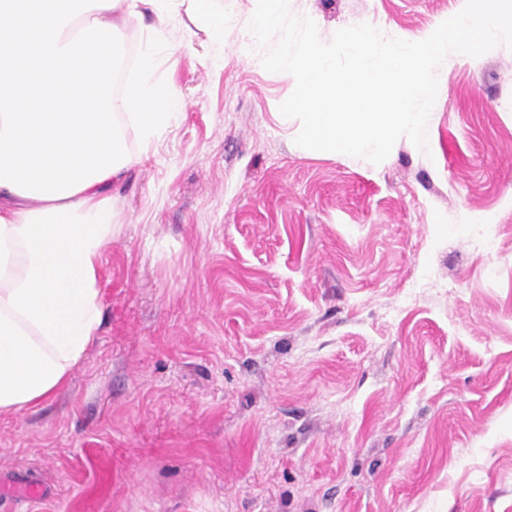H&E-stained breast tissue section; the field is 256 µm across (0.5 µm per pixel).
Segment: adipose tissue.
<instances>
[{"mask_svg": "<svg viewBox=\"0 0 512 512\" xmlns=\"http://www.w3.org/2000/svg\"><path fill=\"white\" fill-rule=\"evenodd\" d=\"M158 20L136 80L115 97L125 30ZM224 37L216 0H0V412L65 386L102 315L111 189L183 108L155 77L154 47L179 14Z\"/></svg>", "mask_w": 512, "mask_h": 512, "instance_id": "1", "label": "adipose tissue"}]
</instances>
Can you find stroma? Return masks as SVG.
<instances>
[{"label": "stroma", "mask_w": 512, "mask_h": 512, "mask_svg": "<svg viewBox=\"0 0 512 512\" xmlns=\"http://www.w3.org/2000/svg\"><path fill=\"white\" fill-rule=\"evenodd\" d=\"M289 5L417 41L462 2ZM255 7L177 26L182 115L113 193L98 336L0 414V512H512V49L375 165L295 144Z\"/></svg>", "instance_id": "35a3bbf8"}]
</instances>
